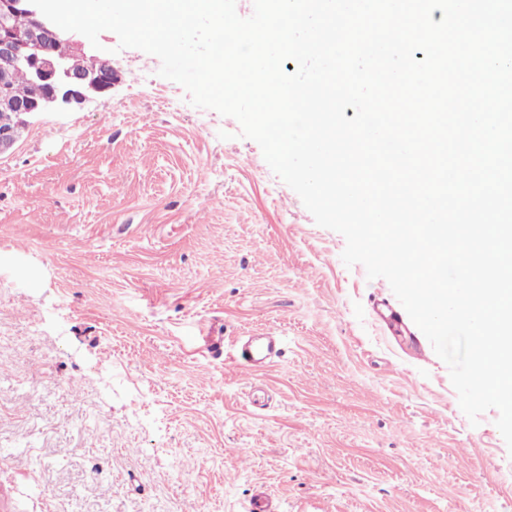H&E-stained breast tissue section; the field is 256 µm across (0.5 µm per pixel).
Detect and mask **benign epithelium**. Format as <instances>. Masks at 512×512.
Listing matches in <instances>:
<instances>
[{"mask_svg": "<svg viewBox=\"0 0 512 512\" xmlns=\"http://www.w3.org/2000/svg\"><path fill=\"white\" fill-rule=\"evenodd\" d=\"M20 14L29 18L28 26L15 24ZM60 43L69 45L68 54H57ZM86 58L74 34L49 21L29 0H0V153L19 139L26 117L61 104H81L112 89L118 79L112 62L96 56L89 69ZM21 71L43 87L41 97L16 95L14 78Z\"/></svg>", "mask_w": 512, "mask_h": 512, "instance_id": "1", "label": "benign epithelium"}]
</instances>
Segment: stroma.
<instances>
[{"label":"stroma","instance_id":"stroma-1","mask_svg":"<svg viewBox=\"0 0 512 512\" xmlns=\"http://www.w3.org/2000/svg\"><path fill=\"white\" fill-rule=\"evenodd\" d=\"M98 40L119 81L0 154V512H512L497 410L471 424L423 332L390 331L388 281L234 117ZM270 332L246 388L237 342Z\"/></svg>","mask_w":512,"mask_h":512}]
</instances>
